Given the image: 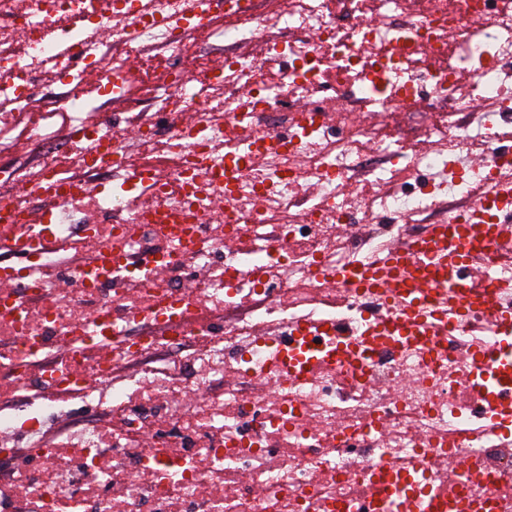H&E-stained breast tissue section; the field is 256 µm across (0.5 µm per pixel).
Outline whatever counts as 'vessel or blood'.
I'll use <instances>...</instances> for the list:
<instances>
[{"instance_id":"1","label":"vessel or blood","mask_w":512,"mask_h":512,"mask_svg":"<svg viewBox=\"0 0 512 512\" xmlns=\"http://www.w3.org/2000/svg\"><path fill=\"white\" fill-rule=\"evenodd\" d=\"M432 234L437 240L455 243V251L445 254L438 267L430 272L419 269L411 252H390L370 269L375 286L406 288L418 300L431 289L444 288L459 308H494L497 291L493 279H486L484 288L475 289L454 278L453 272L467 262L470 254L489 252L512 234V197L490 196L461 223L435 225Z\"/></svg>"}]
</instances>
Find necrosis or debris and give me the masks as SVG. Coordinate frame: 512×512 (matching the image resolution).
<instances>
[{"mask_svg": "<svg viewBox=\"0 0 512 512\" xmlns=\"http://www.w3.org/2000/svg\"><path fill=\"white\" fill-rule=\"evenodd\" d=\"M507 125L512 0H0V512H512V332L358 281L512 187Z\"/></svg>", "mask_w": 512, "mask_h": 512, "instance_id": "obj_1", "label": "necrosis or debris"}]
</instances>
